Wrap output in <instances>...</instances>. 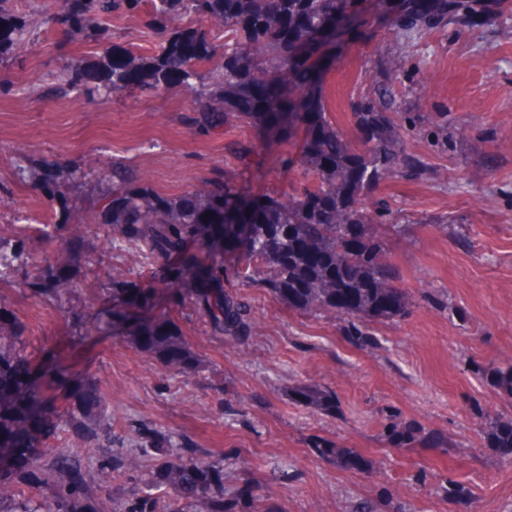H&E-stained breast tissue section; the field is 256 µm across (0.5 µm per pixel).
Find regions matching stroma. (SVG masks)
<instances>
[{"mask_svg": "<svg viewBox=\"0 0 512 512\" xmlns=\"http://www.w3.org/2000/svg\"><path fill=\"white\" fill-rule=\"evenodd\" d=\"M357 16L373 36L333 52L325 103L347 129L354 101L389 83L399 111L416 120L403 140L420 172L384 176L366 195L370 207L391 211L368 231L412 295L402 317L370 320L371 340L362 343L341 320L245 287L253 330L232 344L212 335L191 307L176 305L160 263L107 247L93 224L83 233L91 265L75 269L76 286L61 301L23 291L17 271L0 279V301L25 324L23 345L38 372L62 371L107 393L113 445L141 470L156 459L136 434L147 426L164 434L172 456L192 447L223 467L225 499L251 493L244 512H354L363 501L376 512H512V459L493 452L481 430L484 416L512 418V398L490 382L493 368L512 365V20L437 26L407 43L393 33V12L376 0H360ZM103 45L143 56L157 47L139 18L109 22ZM90 51L42 31L9 62L17 89L0 94V237L23 240L26 255L42 250L32 226L54 216L40 191L17 182L11 158L21 153L95 161L93 181L71 190L79 200L98 191L115 157L139 166L168 195L224 174L256 194L286 191L300 179L299 169L283 165L298 153V138L252 123L203 134L184 121L192 99L182 91L100 105L76 92L40 101L24 93L57 71L62 57ZM428 127L450 147L424 138ZM113 276L136 283L147 303L127 320L77 321L92 299L106 297ZM163 316L181 327L194 353L189 371H166L136 346L139 324ZM300 384L327 390L335 410L295 400ZM43 389L54 407L47 445L78 447L60 424L67 388L47 382ZM393 426L412 429L419 442L392 448L384 437ZM320 440L357 450L368 469L320 457L313 450Z\"/></svg>", "mask_w": 512, "mask_h": 512, "instance_id": "35a3bbf8", "label": "stroma"}]
</instances>
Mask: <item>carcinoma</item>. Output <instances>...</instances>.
Masks as SVG:
<instances>
[{
	"label": "carcinoma",
	"mask_w": 512,
	"mask_h": 512,
	"mask_svg": "<svg viewBox=\"0 0 512 512\" xmlns=\"http://www.w3.org/2000/svg\"><path fill=\"white\" fill-rule=\"evenodd\" d=\"M489 0H380L398 13V34L422 36L437 25L468 27L488 14ZM0 0V93L13 90L9 55L35 31L17 8ZM356 0H59L41 25L64 41L101 45L105 25L141 14L161 38L151 56L130 51L117 55L98 49L91 57L63 60L52 82L35 85L40 98L64 97L78 90L91 104L138 88L154 95L179 87L194 98L186 122L209 134L226 126L261 122L266 129L293 134L305 129L295 161L304 184L287 193L256 198L241 194L232 179L204 180L172 197L161 196L139 169L124 159L109 162L108 188L93 196L85 219L103 229L113 249L134 248L155 261L178 258L170 285L185 277L193 288L178 303L190 304L209 331L238 342L251 335L252 310L237 290L224 285V256L250 269L247 284L269 289L289 307L307 314L331 315L346 331L365 339L364 321L402 316L412 303L379 241L365 224L386 216L387 207L368 210L361 194L391 171L414 173L420 162L405 152L397 95L390 86L352 112V137L325 112L307 88L320 79L311 62L323 43L345 33ZM213 21L231 38L219 42L198 26ZM17 180L39 189L58 217L55 234L43 241L42 255L26 271L23 288L39 297L68 292L73 280L58 253L70 239L67 227L73 201L62 184H84L92 165L19 158ZM210 213L206 220L205 213ZM195 246L188 247L189 243ZM23 250L0 245V273L22 264ZM109 296L127 305L148 295L125 279H110ZM137 347L169 371L193 366L194 356L181 329L170 318L140 326ZM22 347L20 324L0 301V512H111L112 487L95 484L83 473L81 455L40 448L51 400ZM72 408L64 426L95 453L98 472L107 478L138 472V465L112 448V421L103 415L104 392L66 380ZM494 388L512 397V366L491 373ZM295 394L306 404L333 410L330 394L304 385ZM483 432L503 458H512V419L485 416ZM316 450L347 469L363 470L368 461L356 450L318 444ZM132 490L125 512H180L173 503L146 492L171 490L176 498L204 503V512H236L224 499V470L193 454L164 459Z\"/></svg>",
	"instance_id": "cac0c4a2"
}]
</instances>
